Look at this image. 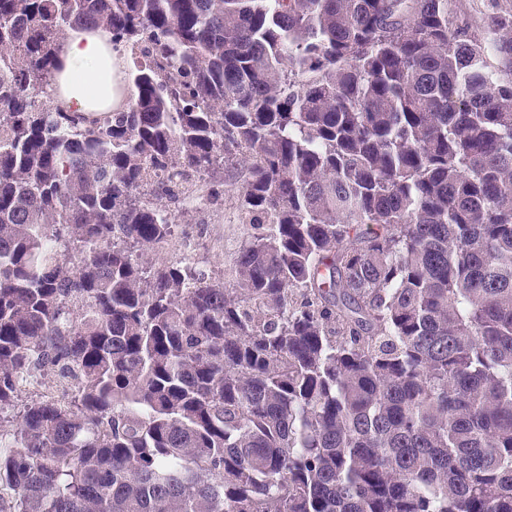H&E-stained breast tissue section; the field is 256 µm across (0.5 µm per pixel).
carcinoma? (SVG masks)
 Instances as JSON below:
<instances>
[{
    "instance_id": "obj_1",
    "label": "carcinoma",
    "mask_w": 512,
    "mask_h": 512,
    "mask_svg": "<svg viewBox=\"0 0 512 512\" xmlns=\"http://www.w3.org/2000/svg\"><path fill=\"white\" fill-rule=\"evenodd\" d=\"M490 27L0 0V512H512V14ZM78 29L130 59L123 111L37 105ZM240 165L232 286L143 265ZM47 372L61 398L16 409Z\"/></svg>"
}]
</instances>
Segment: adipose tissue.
Segmentation results:
<instances>
[{
	"label": "adipose tissue",
	"instance_id": "obj_1",
	"mask_svg": "<svg viewBox=\"0 0 512 512\" xmlns=\"http://www.w3.org/2000/svg\"><path fill=\"white\" fill-rule=\"evenodd\" d=\"M58 63L55 106L92 118L126 105L128 92L121 81L119 60L108 33L71 32L63 43Z\"/></svg>",
	"mask_w": 512,
	"mask_h": 512
}]
</instances>
